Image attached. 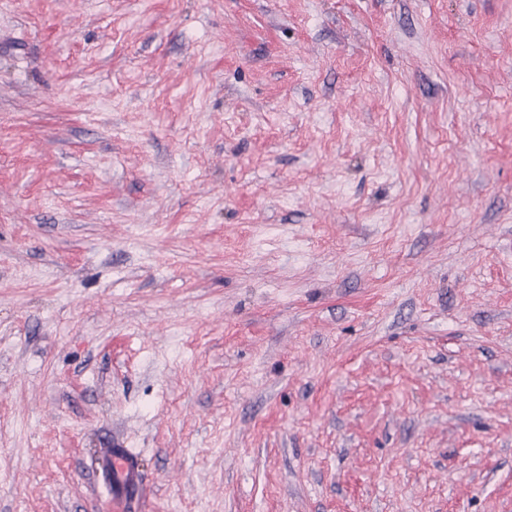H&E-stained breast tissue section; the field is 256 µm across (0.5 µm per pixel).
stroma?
I'll list each match as a JSON object with an SVG mask.
<instances>
[{
    "instance_id": "obj_1",
    "label": "stroma",
    "mask_w": 512,
    "mask_h": 512,
    "mask_svg": "<svg viewBox=\"0 0 512 512\" xmlns=\"http://www.w3.org/2000/svg\"><path fill=\"white\" fill-rule=\"evenodd\" d=\"M512 512V0H0V512ZM112 447L102 451V472L110 486L113 507L124 512L142 491L143 475L128 448H123L119 440H113Z\"/></svg>"
}]
</instances>
